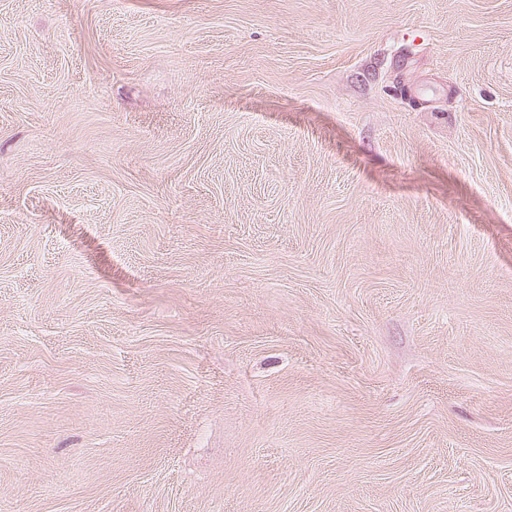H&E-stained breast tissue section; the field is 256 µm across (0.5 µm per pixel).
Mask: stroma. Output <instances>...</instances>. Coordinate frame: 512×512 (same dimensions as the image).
Wrapping results in <instances>:
<instances>
[{
  "label": "stroma",
  "instance_id": "stroma-1",
  "mask_svg": "<svg viewBox=\"0 0 512 512\" xmlns=\"http://www.w3.org/2000/svg\"><path fill=\"white\" fill-rule=\"evenodd\" d=\"M0 512H512V0H0Z\"/></svg>",
  "mask_w": 512,
  "mask_h": 512
}]
</instances>
